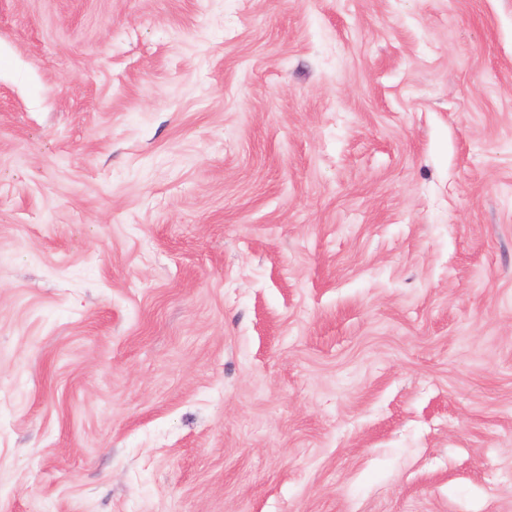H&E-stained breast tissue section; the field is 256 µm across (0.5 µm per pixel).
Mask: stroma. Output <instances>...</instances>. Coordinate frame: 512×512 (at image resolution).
Here are the masks:
<instances>
[{"mask_svg": "<svg viewBox=\"0 0 512 512\" xmlns=\"http://www.w3.org/2000/svg\"><path fill=\"white\" fill-rule=\"evenodd\" d=\"M0 512H512V0H0Z\"/></svg>", "mask_w": 512, "mask_h": 512, "instance_id": "obj_1", "label": "stroma"}]
</instances>
